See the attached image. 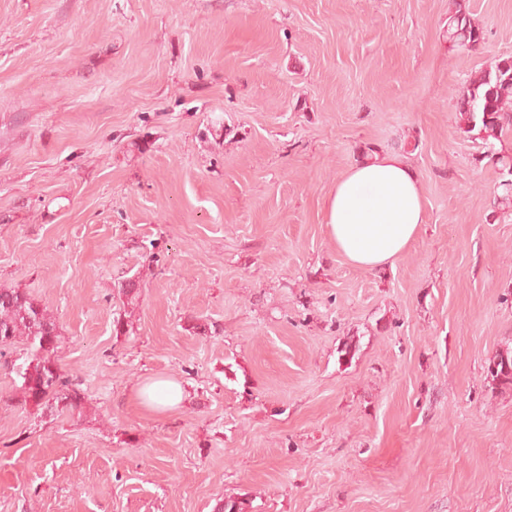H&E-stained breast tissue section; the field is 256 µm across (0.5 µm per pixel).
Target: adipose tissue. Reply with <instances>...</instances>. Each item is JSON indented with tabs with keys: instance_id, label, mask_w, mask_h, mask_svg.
I'll return each mask as SVG.
<instances>
[{
	"instance_id": "obj_1",
	"label": "adipose tissue",
	"mask_w": 512,
	"mask_h": 512,
	"mask_svg": "<svg viewBox=\"0 0 512 512\" xmlns=\"http://www.w3.org/2000/svg\"><path fill=\"white\" fill-rule=\"evenodd\" d=\"M423 222L417 176L392 154H377L350 168L327 203V224L337 249L365 268L394 261Z\"/></svg>"
}]
</instances>
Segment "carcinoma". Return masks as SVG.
<instances>
[{
  "label": "carcinoma",
  "mask_w": 512,
  "mask_h": 512,
  "mask_svg": "<svg viewBox=\"0 0 512 512\" xmlns=\"http://www.w3.org/2000/svg\"><path fill=\"white\" fill-rule=\"evenodd\" d=\"M446 34L457 48L480 46L483 31L471 21L466 0H451ZM456 112L461 133L487 142L488 156L505 177L501 204L512 208V156L495 152L488 143L512 132V57L499 59L469 79L459 91ZM19 343L27 346L24 360L13 364L22 404L43 413L82 411L85 396L80 383L66 375L58 361L60 332L49 307L24 289L1 286L0 357ZM486 373L494 382L512 385V351L490 358Z\"/></svg>",
  "instance_id": "1"
}]
</instances>
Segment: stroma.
Wrapping results in <instances>:
<instances>
[{"label": "stroma", "mask_w": 512, "mask_h": 512, "mask_svg": "<svg viewBox=\"0 0 512 512\" xmlns=\"http://www.w3.org/2000/svg\"><path fill=\"white\" fill-rule=\"evenodd\" d=\"M468 4L473 51L448 0H0V285L86 400L23 405L0 359V512H512V216L456 118L512 0ZM370 147L425 222L365 269L325 203ZM466 0H452L448 13L446 34L451 47L467 50L477 49L483 41V31L470 18ZM479 39L482 41L479 42ZM486 373L493 382L512 385V351H505L490 358ZM144 403L152 408L174 406L183 399L179 385L169 380H159L147 385L141 391Z\"/></svg>", "instance_id": "obj_1"}]
</instances>
